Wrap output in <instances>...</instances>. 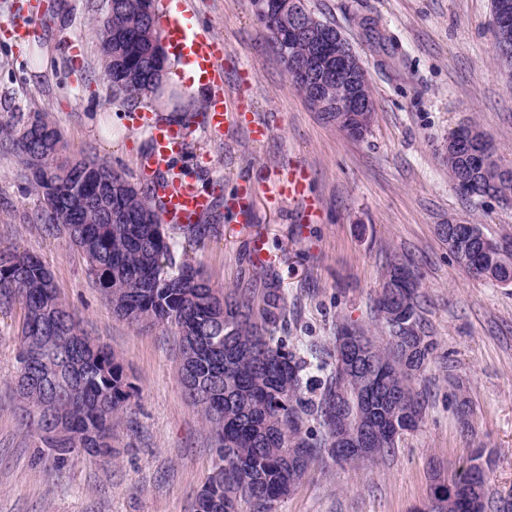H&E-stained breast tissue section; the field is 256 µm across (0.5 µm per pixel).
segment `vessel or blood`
Instances as JSON below:
<instances>
[{
	"label": "vessel or blood",
	"mask_w": 512,
	"mask_h": 512,
	"mask_svg": "<svg viewBox=\"0 0 512 512\" xmlns=\"http://www.w3.org/2000/svg\"><path fill=\"white\" fill-rule=\"evenodd\" d=\"M160 33L181 64L191 73L190 81L206 94V106L197 122L210 134H221L233 123L249 126L254 139H264L268 127L254 123L240 97L224 89V44L206 27L191 24L181 10L165 9L160 17ZM134 128L150 131L151 149L140 159V171L146 177H159L158 196L164 223L186 226L203 222L211 208L207 193L197 189L192 178L183 177L173 160L189 145L186 128L153 117L147 112L132 115ZM307 174L296 164L273 173L269 183V202L282 205L304 200Z\"/></svg>",
	"instance_id": "1"
}]
</instances>
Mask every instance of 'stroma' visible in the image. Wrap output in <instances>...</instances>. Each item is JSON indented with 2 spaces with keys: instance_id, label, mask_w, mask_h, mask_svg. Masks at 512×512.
<instances>
[{
  "instance_id": "stroma-1",
  "label": "stroma",
  "mask_w": 512,
  "mask_h": 512,
  "mask_svg": "<svg viewBox=\"0 0 512 512\" xmlns=\"http://www.w3.org/2000/svg\"><path fill=\"white\" fill-rule=\"evenodd\" d=\"M92 1L104 2L0 0V22L19 10L53 17L30 41L0 36V120L47 112L67 155H93L138 184L147 137L129 128L128 107L103 75ZM181 2L192 23L223 41L225 88L270 128L260 141L235 125L220 137L191 130L176 164L212 195L214 209L200 231L177 232L185 259L225 289L258 295L275 281L296 347L331 344L340 318L374 328L371 307L387 268L405 264L420 276L439 344V359L416 384L426 392L423 416L396 454L361 468L316 463L275 512H412L433 476L460 473L478 445L492 453L493 487L512 490V285L469 279L437 234L451 220L490 235L512 226V203H465L444 162L449 134L472 125L493 143L498 164L512 168V69L497 60L492 0H307L362 57L375 118L361 140L292 88L251 0ZM70 40L83 45L81 66L67 54ZM291 162L308 173L318 223L303 222L301 204L275 208L264 197L267 171ZM246 181L257 188L252 204L233 209ZM41 210L17 157L0 151V244L42 260L61 300L112 350L135 393L112 428L111 458L76 452L56 463L13 415L22 311L0 308V512H194L217 442L182 388L175 327L140 329L116 318L83 254L37 221ZM259 238L268 251L262 262L253 251ZM448 364L471 401L474 435L460 431Z\"/></svg>"
}]
</instances>
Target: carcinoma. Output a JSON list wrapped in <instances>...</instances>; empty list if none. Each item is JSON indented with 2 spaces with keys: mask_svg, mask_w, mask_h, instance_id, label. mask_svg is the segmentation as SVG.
I'll list each match as a JSON object with an SVG mask.
<instances>
[{
  "mask_svg": "<svg viewBox=\"0 0 512 512\" xmlns=\"http://www.w3.org/2000/svg\"><path fill=\"white\" fill-rule=\"evenodd\" d=\"M257 22L270 35L291 85L301 94L327 81V111L336 110V79L324 48L307 37L282 42L288 21L310 30L323 23L305 0H284L283 10L266 13V0H252ZM104 73L112 94L130 107L147 100L179 107L181 95L163 85L165 56L159 47L157 0H112L97 18ZM0 145L30 171L43 206L41 220L61 227L66 242L80 250L112 306V313L138 327L177 328L182 363L194 373L196 391L186 392L214 432L222 466L208 487L220 490L231 510L241 503L252 512H274L309 467L333 456L330 434L336 427V399L347 395L344 418L372 426L375 464L392 455L403 433L417 427L425 406L414 387L435 359L437 341L428 332L419 301L420 279L401 263L387 270L382 293L373 300L381 335L346 319L336 322L332 347L309 349L324 377L307 375L310 362L287 337V301L271 281L259 297L245 291L231 296L212 284L202 267L176 259L179 243L165 230L160 201L151 184L136 185L110 165L92 157L63 155L60 132L45 113L0 121ZM448 176L473 206L497 191L481 166L460 150L446 154ZM109 191L107 207L126 221L110 224L100 207H74L77 191L98 196ZM438 225L459 268L474 280L512 284V252L488 254L466 236ZM224 301V321L213 319L211 303ZM19 305L23 320L19 350L41 351L32 373L41 385L16 391L20 427L56 460L95 447L99 433L112 436V421L126 409L135 387L112 351L93 353L80 346L84 335L75 314L60 299L51 271L36 255L0 247V305ZM462 428L474 432L473 410L462 385L452 383ZM314 422L313 429L308 423Z\"/></svg>",
  "mask_w": 512,
  "mask_h": 512,
  "instance_id": "carcinoma-1",
  "label": "carcinoma"
}]
</instances>
